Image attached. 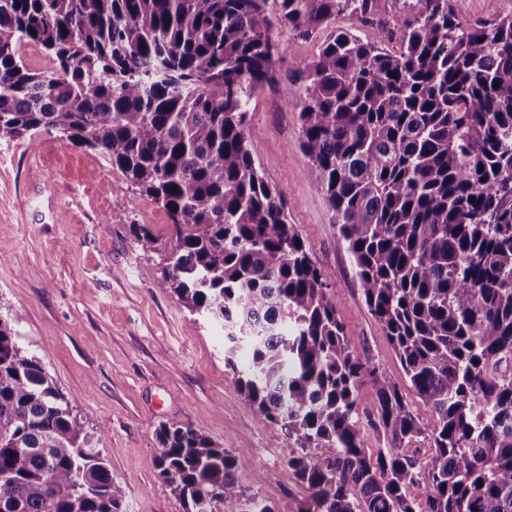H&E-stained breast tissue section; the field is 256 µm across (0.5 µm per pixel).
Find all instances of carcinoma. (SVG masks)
<instances>
[{
  "label": "carcinoma",
  "mask_w": 512,
  "mask_h": 512,
  "mask_svg": "<svg viewBox=\"0 0 512 512\" xmlns=\"http://www.w3.org/2000/svg\"><path fill=\"white\" fill-rule=\"evenodd\" d=\"M275 2L0 0V136L55 131L166 211L164 284L223 328L228 367L246 351L236 383L290 441L297 512H512V15L466 26L464 0H411L396 46L334 31L295 62L301 151L412 403L355 350L245 133L252 94L277 81L278 35L367 22L376 0ZM29 43L51 71L28 67ZM12 321L0 313V512H120L122 487ZM157 436L183 512L243 496L246 449L179 423ZM377 398L374 388L370 384H364L359 390V406L360 413L362 414L363 422L365 425V441L369 448H379L381 442L378 441L376 433L373 429L367 426V419L365 415H372L376 413Z\"/></svg>",
  "instance_id": "1"
}]
</instances>
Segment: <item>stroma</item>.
Returning <instances> with one entry per match:
<instances>
[{"instance_id": "1", "label": "stroma", "mask_w": 512, "mask_h": 512, "mask_svg": "<svg viewBox=\"0 0 512 512\" xmlns=\"http://www.w3.org/2000/svg\"><path fill=\"white\" fill-rule=\"evenodd\" d=\"M378 35L347 14L328 30ZM328 30L280 36L277 84L257 90L246 137L268 180L285 187L288 221L339 293L338 315L356 351L386 369L414 400L401 365L361 297L350 254L299 146V111L286 102L296 61L315 58ZM147 225L158 249L133 231ZM0 311L15 314L19 344L38 356L91 433L124 492L120 512H182L159 475L161 425L201 430L248 449V493L289 512L307 492L287 475L289 442L259 422L224 364V333L190 313L162 283L174 245L166 212L97 151L41 133L36 144L0 137Z\"/></svg>"}]
</instances>
